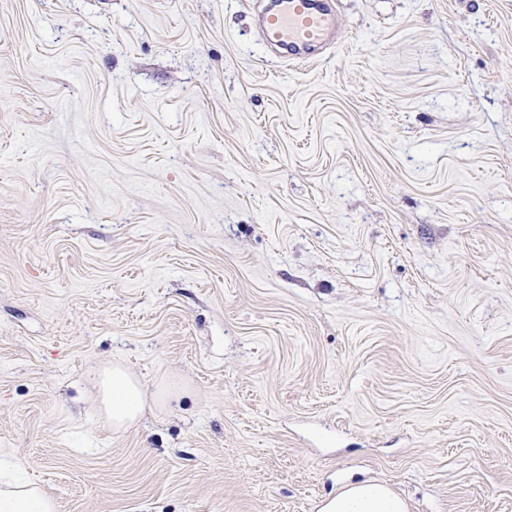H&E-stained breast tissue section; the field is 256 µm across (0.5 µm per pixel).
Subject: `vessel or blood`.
Wrapping results in <instances>:
<instances>
[{
    "label": "vessel or blood",
    "mask_w": 512,
    "mask_h": 512,
    "mask_svg": "<svg viewBox=\"0 0 512 512\" xmlns=\"http://www.w3.org/2000/svg\"><path fill=\"white\" fill-rule=\"evenodd\" d=\"M259 23L282 59L304 62L318 59L337 27L329 0H272Z\"/></svg>",
    "instance_id": "b4317fda"
}]
</instances>
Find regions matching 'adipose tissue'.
Segmentation results:
<instances>
[{"label": "adipose tissue", "mask_w": 512, "mask_h": 512, "mask_svg": "<svg viewBox=\"0 0 512 512\" xmlns=\"http://www.w3.org/2000/svg\"><path fill=\"white\" fill-rule=\"evenodd\" d=\"M95 383L101 412L113 428L127 427L141 417L142 385L122 365L100 369ZM0 512H56V504L38 485L21 482L13 465L6 463L0 465ZM320 512H407V505L385 485L361 481L324 500Z\"/></svg>", "instance_id": "adipose-tissue-1"}]
</instances>
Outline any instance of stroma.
Instances as JSON below:
<instances>
[{"mask_svg": "<svg viewBox=\"0 0 512 512\" xmlns=\"http://www.w3.org/2000/svg\"><path fill=\"white\" fill-rule=\"evenodd\" d=\"M264 3L0 0V457L57 512H512V0H333L314 62ZM101 412L115 429L136 422L144 412L145 395L140 380L120 364L99 370L95 377ZM406 502L383 484L352 482L324 500L320 512H407Z\"/></svg>", "mask_w": 512, "mask_h": 512, "instance_id": "35a3bbf8", "label": "stroma"}]
</instances>
